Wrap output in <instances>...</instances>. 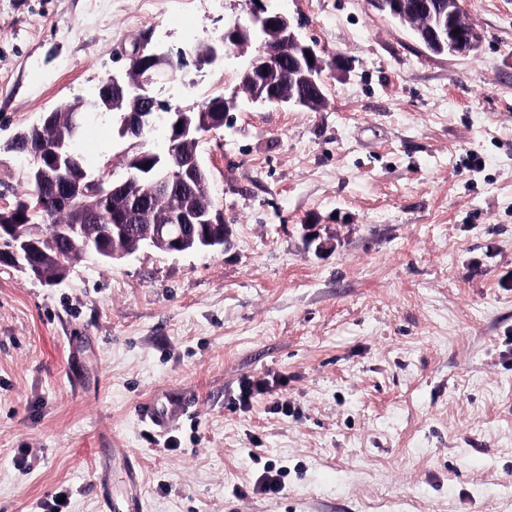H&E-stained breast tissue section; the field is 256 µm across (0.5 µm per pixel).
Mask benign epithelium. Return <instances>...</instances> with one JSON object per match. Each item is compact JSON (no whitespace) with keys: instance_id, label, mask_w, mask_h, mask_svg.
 <instances>
[{"instance_id":"7a95c632","label":"benign epithelium","mask_w":512,"mask_h":512,"mask_svg":"<svg viewBox=\"0 0 512 512\" xmlns=\"http://www.w3.org/2000/svg\"><path fill=\"white\" fill-rule=\"evenodd\" d=\"M376 8L388 16L404 10L419 9L417 0H372ZM253 8L246 23L236 18L224 25V29L210 36L197 57L198 65H213L224 60V55L233 52L247 53L250 43H258L257 52L248 59L241 74L238 90L248 101L265 104L273 102L279 106H297L312 110L323 99V72L326 66L336 71L351 69V62L338 53L331 62L318 55L298 31L291 20L270 6V0H251ZM436 24L429 25L425 39L431 43L448 42V54L466 55L475 53L481 43V33L466 17L462 0H437ZM175 68L170 52L159 46L149 53L138 49L131 55V64L123 72L107 75L101 82L98 93L90 100L75 101L67 130L55 139L30 145L16 137L8 147L32 158L28 172L37 187L43 189L55 182V175L78 167L82 179L66 185L55 193L53 205L65 208L73 214V224L56 229L59 240L70 239L81 228L97 221L99 206L105 199L115 198L128 191V181L123 179L106 184L90 172L83 164L79 148V130L86 120L98 114L112 115L122 137L141 139L154 127L159 111V101L153 87ZM238 94L224 99L229 110L211 112L207 120L195 118V108L174 107L166 111L168 135L165 147L151 149L139 156L128 157L127 163L137 167L142 181L167 189L175 183L188 187V199L183 201L172 220L161 224L143 206L127 202L112 208V223L118 225L122 235H127L128 225L138 223L142 230L138 234V246H162L166 253H183L192 248L197 251L217 250L228 241L230 229L224 224V213L214 202L207 168L199 147L212 127L232 126V111L237 108ZM48 197L41 191L29 198L17 201L0 215V228L5 230L13 224H23L29 215L47 207ZM195 224H222L217 232H206L195 238L187 237L184 231ZM22 249H4L0 258L18 270L39 275V268L25 257L40 248V244L29 238L21 239Z\"/></svg>"}]
</instances>
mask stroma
Listing matches in <instances>:
<instances>
[{"label":"stroma","mask_w":512,"mask_h":512,"mask_svg":"<svg viewBox=\"0 0 512 512\" xmlns=\"http://www.w3.org/2000/svg\"><path fill=\"white\" fill-rule=\"evenodd\" d=\"M463 3L483 34L465 57L369 0H273L352 68L325 70L319 111L243 103L202 143L224 249L85 255L58 279L0 264V512L60 492L67 512H512V0ZM248 12L0 0V208L30 167L6 143L134 48L186 51L155 86L171 106L229 96L243 58L199 70L190 48ZM87 129L92 172L124 176L129 139ZM182 390L192 417L140 421Z\"/></svg>","instance_id":"35a3bbf8"}]
</instances>
